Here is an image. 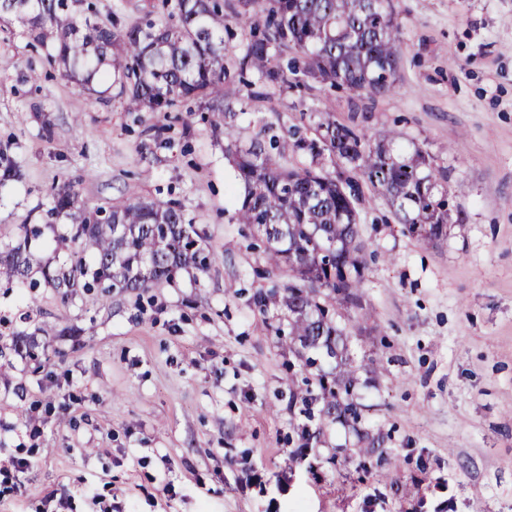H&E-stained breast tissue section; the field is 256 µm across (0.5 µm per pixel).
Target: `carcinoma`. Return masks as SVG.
Returning <instances> with one entry per match:
<instances>
[{"label": "carcinoma", "instance_id": "obj_1", "mask_svg": "<svg viewBox=\"0 0 512 512\" xmlns=\"http://www.w3.org/2000/svg\"><path fill=\"white\" fill-rule=\"evenodd\" d=\"M236 16L248 29L241 70L257 88L300 86L297 76L369 94L393 91L397 82L400 26L389 0H240ZM177 22L121 23L117 14L99 19L89 0H0V14L17 17L30 41L52 46L50 64L92 89L94 77H114L129 88L126 109L169 112L177 103L207 100L213 127H224L244 196L232 220L263 244L265 274L288 270V281L256 290L251 304L272 315L275 335L317 368L313 351L329 359L346 349L349 330L339 310L360 301L367 260L360 223L353 218L362 201L361 183L385 198L404 235L424 244L441 239L454 209L445 171L419 146L402 155L393 130L365 134L327 120L318 137H293L287 146L272 136L244 144L226 126L236 116L241 89L224 65V5L220 0H176ZM302 53L283 69L278 52ZM308 161L288 165L286 148ZM51 212L73 213L68 241L75 246L64 268L42 271L28 288L75 284L108 297L112 290H144L173 280L183 270L204 273L211 265L203 237L175 200H127L108 213L81 210L68 185L51 197ZM94 259L93 264L85 256ZM31 257L0 240V269L25 278ZM356 368L340 374L318 368L317 390L293 394L303 405L321 403L323 424L345 423L360 439L362 405L354 395Z\"/></svg>", "mask_w": 512, "mask_h": 512}]
</instances>
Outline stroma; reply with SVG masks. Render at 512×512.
<instances>
[{
	"mask_svg": "<svg viewBox=\"0 0 512 512\" xmlns=\"http://www.w3.org/2000/svg\"><path fill=\"white\" fill-rule=\"evenodd\" d=\"M100 17L170 20L172 0H94ZM401 27L397 88L369 95L311 83L243 100L234 135H314L326 116L432 154L466 223L437 244L389 224L367 194V282L340 321L360 335L364 425L396 466L362 472L356 437L315 422L292 398L298 359L255 311L261 250L233 223L236 172L223 132L195 102L130 112L48 63L22 25L0 17V149L21 177L0 186V234L45 225L33 270L59 267L71 219L49 214L68 183L86 211L172 199L205 233L208 272L109 300L40 289L30 320L0 276V334L34 335L0 360V463L25 458L21 492L0 512H512V0H392ZM173 479L174 492L164 490ZM449 491H440L442 483Z\"/></svg>",
	"mask_w": 512,
	"mask_h": 512,
	"instance_id": "1",
	"label": "stroma"
}]
</instances>
